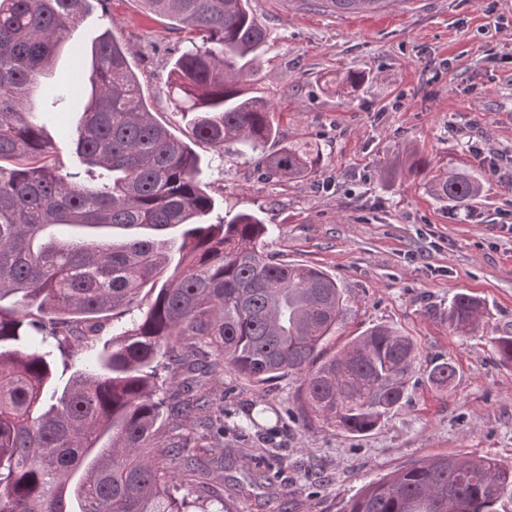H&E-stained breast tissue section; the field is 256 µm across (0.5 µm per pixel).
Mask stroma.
Returning a JSON list of instances; mask_svg holds the SVG:
<instances>
[{"mask_svg":"<svg viewBox=\"0 0 512 512\" xmlns=\"http://www.w3.org/2000/svg\"><path fill=\"white\" fill-rule=\"evenodd\" d=\"M249 7L268 39L247 85L279 114L278 139L265 150L308 140L323 161L311 177L268 182L234 146H197L211 219L254 212L272 230L267 253L336 279L347 311L326 351L383 325L413 340L416 359L404 398L364 435L304 418L300 376L254 386L225 372L224 409L248 430L202 441L211 484L235 512H339L363 486L418 460L490 456L512 465V366L489 344L512 336V0H390L366 14H339L323 0ZM108 28L155 118L189 137L166 95L186 31L141 0H92L48 77L77 89L64 126L48 128L66 171L80 164L74 138L91 47ZM351 71L363 75L354 87L341 82ZM474 141L483 155L471 151ZM411 151L432 170L482 180L481 196L465 209L435 200L407 171ZM459 293L486 304L477 335L448 329L444 313ZM443 361L457 375L440 387L430 372ZM268 465L278 474L273 493L246 487Z\"/></svg>","mask_w":512,"mask_h":512,"instance_id":"35a3bbf8","label":"stroma"}]
</instances>
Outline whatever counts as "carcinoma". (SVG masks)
Here are the masks:
<instances>
[{"instance_id": "cac0c4a2", "label": "carcinoma", "mask_w": 512, "mask_h": 512, "mask_svg": "<svg viewBox=\"0 0 512 512\" xmlns=\"http://www.w3.org/2000/svg\"><path fill=\"white\" fill-rule=\"evenodd\" d=\"M90 2L0 0V512H232L180 434L211 409L214 377L301 375L307 419L362 435L404 397L416 348L376 325L324 356L346 311L336 281L268 255L269 227L252 213L209 223L198 154L154 118L110 29L91 49L83 167L60 172L45 124L66 90L41 78ZM141 2L200 38L169 82L194 142L258 154L267 180L316 173L308 141L263 153L279 128L240 65L267 39L248 0ZM326 3L360 14L388 0ZM426 186L464 207L482 192L464 172ZM145 291L156 295L144 308ZM484 312L458 294L448 327L472 336ZM489 342L512 364V336ZM430 377L448 386L456 367ZM509 486L512 467L492 457H441L365 486L342 512H498Z\"/></svg>"}]
</instances>
